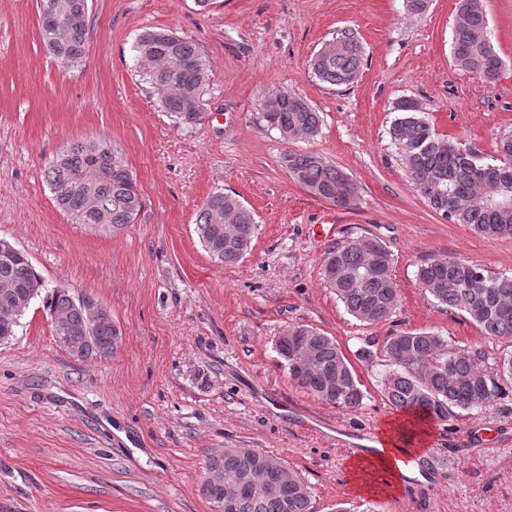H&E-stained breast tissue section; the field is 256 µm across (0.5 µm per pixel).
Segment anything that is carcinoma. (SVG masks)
<instances>
[{
	"instance_id": "1",
	"label": "carcinoma",
	"mask_w": 512,
	"mask_h": 512,
	"mask_svg": "<svg viewBox=\"0 0 512 512\" xmlns=\"http://www.w3.org/2000/svg\"><path fill=\"white\" fill-rule=\"evenodd\" d=\"M74 14L79 21L60 31L41 28L44 46L61 64L76 69L88 51L87 0H40V11ZM452 29L451 51L456 66L483 79L498 78L503 60L495 50L486 13L464 12ZM138 60L149 68L160 92L162 108L182 124H196L204 115V88L209 61L192 40L170 32L146 30L135 43ZM361 43L344 31L336 34L310 61L314 76L331 86H348L362 64ZM401 99L389 128L400 164L420 196L444 219L467 224L487 237L512 236V135L497 143L496 155L484 160L474 148L438 134L423 112ZM265 126L285 139L307 140L320 127V115L303 98L288 92L269 95L263 102ZM291 177L311 193L348 208L347 174L324 157L288 153L284 157ZM47 180L56 206L77 224L120 232L135 223L143 208L136 180L118 147L105 138L86 139L61 150L48 164ZM249 224L245 238L225 227ZM256 231L252 212L236 197L216 192L204 203L197 233L209 256L226 265L238 263ZM322 279L356 320L375 325L389 319L399 303L390 254L378 241L355 236L336 245L322 263ZM421 288L448 311H459L476 323L484 335L505 346L497 368L481 365L484 353L448 340L434 330H407L386 337L382 354L388 370L382 379L386 400L398 412L448 421L452 409H482L512 381V276L448 255L432 258L417 272ZM43 280L27 253L15 248L0 253V313L12 310L29 293L44 296L53 317L54 335L67 329L76 342L88 334L77 309V299L66 288L44 295ZM92 358H109L119 345L120 331L110 320L95 331ZM276 350L298 386L319 400L357 410L364 393L336 339L308 325L285 328ZM272 456L257 448H226L211 452L206 465L224 467L222 485L201 481V495L211 503L224 501V512H312L311 492L291 468L269 464ZM279 485L284 491H267Z\"/></svg>"
}]
</instances>
